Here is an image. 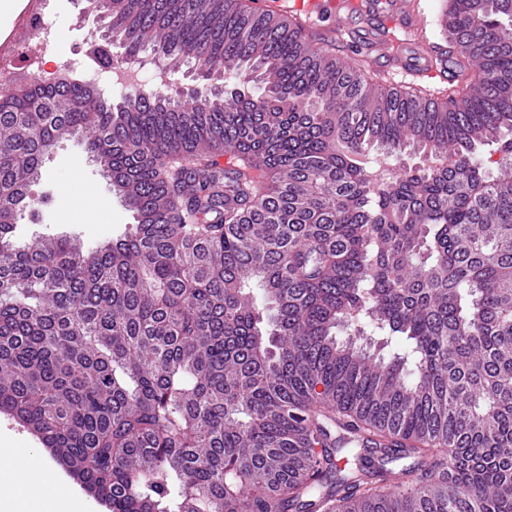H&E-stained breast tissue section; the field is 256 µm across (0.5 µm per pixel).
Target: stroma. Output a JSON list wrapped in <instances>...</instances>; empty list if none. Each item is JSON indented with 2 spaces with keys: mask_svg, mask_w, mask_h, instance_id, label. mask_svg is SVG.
Returning <instances> with one entry per match:
<instances>
[{
  "mask_svg": "<svg viewBox=\"0 0 512 512\" xmlns=\"http://www.w3.org/2000/svg\"><path fill=\"white\" fill-rule=\"evenodd\" d=\"M381 15L365 16L358 13L334 14L323 10L312 12L310 18L318 28L345 29L344 44L353 51L366 69L384 81L395 83L399 77L389 54L375 46L378 28H387L388 41L404 40L405 32L386 27L384 13L389 0H379ZM81 0H54L49 17L56 40L61 46L58 65H65L81 73L83 78L99 80V89L113 99H120L122 89L104 84L105 73L89 46L91 32L100 23L94 15H83ZM34 195L49 197V205L40 209L37 220H22L16 230L19 240L30 241L36 236L69 233L77 235L89 247L115 239L132 222L130 212L113 192L101 169L87 159L78 139L57 144L46 155L43 177L33 186Z\"/></svg>",
  "mask_w": 512,
  "mask_h": 512,
  "instance_id": "1",
  "label": "stroma"
}]
</instances>
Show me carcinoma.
Masks as SVG:
<instances>
[{
	"instance_id": "obj_1",
	"label": "carcinoma",
	"mask_w": 512,
	"mask_h": 512,
	"mask_svg": "<svg viewBox=\"0 0 512 512\" xmlns=\"http://www.w3.org/2000/svg\"><path fill=\"white\" fill-rule=\"evenodd\" d=\"M84 2L197 87L0 91V413L109 512H512V0H448L436 95L278 0ZM75 135L134 224L17 241Z\"/></svg>"
}]
</instances>
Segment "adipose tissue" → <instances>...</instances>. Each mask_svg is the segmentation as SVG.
Instances as JSON below:
<instances>
[{"label": "adipose tissue", "instance_id": "obj_1", "mask_svg": "<svg viewBox=\"0 0 512 512\" xmlns=\"http://www.w3.org/2000/svg\"><path fill=\"white\" fill-rule=\"evenodd\" d=\"M13 498L18 512H76L53 469L29 449H15L0 461V496Z\"/></svg>", "mask_w": 512, "mask_h": 512}]
</instances>
